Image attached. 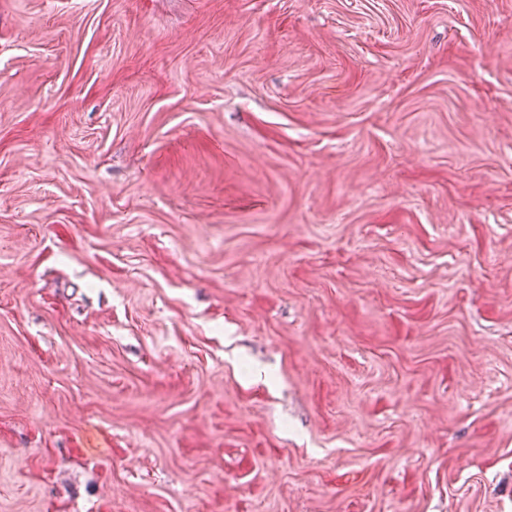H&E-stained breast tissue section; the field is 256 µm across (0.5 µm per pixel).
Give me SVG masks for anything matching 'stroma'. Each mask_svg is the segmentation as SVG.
I'll return each instance as SVG.
<instances>
[{
  "mask_svg": "<svg viewBox=\"0 0 512 512\" xmlns=\"http://www.w3.org/2000/svg\"><path fill=\"white\" fill-rule=\"evenodd\" d=\"M0 512H512V0H0Z\"/></svg>",
  "mask_w": 512,
  "mask_h": 512,
  "instance_id": "obj_1",
  "label": "stroma"
}]
</instances>
